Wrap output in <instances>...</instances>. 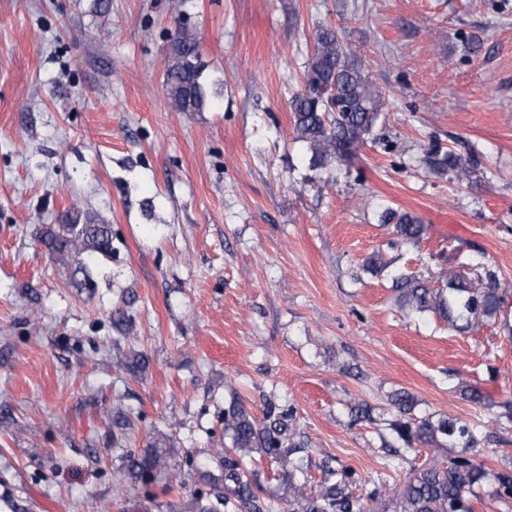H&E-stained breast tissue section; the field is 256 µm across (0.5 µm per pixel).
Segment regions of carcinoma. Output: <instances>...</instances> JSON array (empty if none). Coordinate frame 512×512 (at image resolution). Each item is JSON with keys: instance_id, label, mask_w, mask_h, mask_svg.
Listing matches in <instances>:
<instances>
[{"instance_id": "obj_1", "label": "carcinoma", "mask_w": 512, "mask_h": 512, "mask_svg": "<svg viewBox=\"0 0 512 512\" xmlns=\"http://www.w3.org/2000/svg\"><path fill=\"white\" fill-rule=\"evenodd\" d=\"M204 63L196 36L186 29L176 31L164 66V85L179 112H202L217 105L219 88L208 90L201 81ZM291 114L297 139L308 144L310 164L325 168L350 161L366 143L382 110V94L364 76L362 62L344 46L336 31L324 27L315 34L313 55L305 75V88L291 100ZM426 163L435 171L448 173L462 183L470 176V163L452 152L433 149ZM383 223L393 226V243L417 246L427 238L428 225L407 212L388 211ZM48 247L64 254L73 249H90L106 255L112 248V230L93 217L73 219L50 234ZM476 277L461 272L448 276L445 284L434 288L425 281L387 264L374 255L363 269L373 274L388 271L391 288L402 307L413 312H430L452 328L472 331L495 320L502 305L497 275L483 262L476 264ZM395 409L388 429L401 448L416 444L431 447L434 454L411 470L403 483L383 485L367 495L356 496L355 471L328 465L321 467L323 478L316 485L288 482V499L260 498L253 490L257 473L244 470L246 460L266 458L283 474L293 477L312 468L308 458L296 455L290 424L294 408L267 404L264 420L258 421L240 404L233 403L224 413V434L231 447L221 449L224 488L217 499L224 512H275L288 504V512H474V499L488 476L475 448L489 441L482 434L502 420L512 422V402L499 404L501 411L483 428L463 423L450 416L434 420L415 413L417 401L406 391L391 396ZM441 448L456 453L443 457ZM496 498L512 502V469L494 475Z\"/></svg>"}]
</instances>
